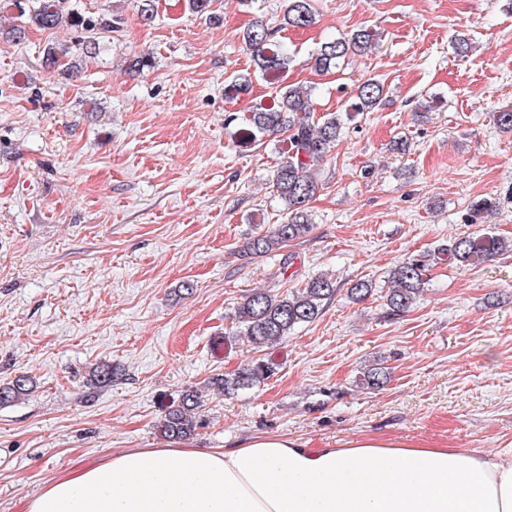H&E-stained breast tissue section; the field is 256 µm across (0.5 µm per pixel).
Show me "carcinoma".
<instances>
[{"mask_svg":"<svg viewBox=\"0 0 512 512\" xmlns=\"http://www.w3.org/2000/svg\"><path fill=\"white\" fill-rule=\"evenodd\" d=\"M3 9L16 13L18 23L9 28L0 27V37L13 43H21L27 28L54 29L60 26L91 31L95 27L119 28L120 18L100 20L96 23L76 11L71 0H4ZM315 23L311 0H288L283 25L306 28ZM375 31L360 27L352 33L326 41L312 55L313 67L327 72L351 53L366 51L375 40ZM243 48L249 53L263 80L271 88L272 102L260 106L240 117L231 113L225 123L236 124V133L243 144H254L277 134L284 133L283 160L271 175L272 186L284 209L288 211L285 224H274L264 233L250 239L247 248L255 254H265L280 245L305 237L312 229L305 206L319 188L317 166L336 146L345 127L344 119L354 112H371L383 100L385 86L375 78L358 84L350 111L345 114L329 112L314 119L312 89L284 85L283 71L288 67L290 56L285 45L271 40L269 28L261 21L255 22L242 35ZM92 49V43L75 40L67 44H49L44 48V58L54 66L66 57H77ZM252 90V79L247 75L236 76L225 86L226 97L234 99ZM501 201L484 197L473 202L465 221L480 224L487 216L500 210ZM512 252V238L492 234H473L455 240L448 248V258L459 266H470L491 261ZM386 305L393 316L408 312L417 301L426 284L422 261L408 259L389 271L385 280ZM376 284L360 279L349 288L350 298L362 302L372 295ZM336 295V282L327 276H315L305 286L282 295L266 291H254L235 311L237 328L256 348H264L280 342L295 328L314 322L321 314L325 302ZM274 367L254 359L242 364L233 374L211 377L210 386L225 395L251 389L270 378ZM120 368L109 363L91 367L86 377L90 389L111 386L121 379ZM389 379L387 368L379 363L363 371L359 383L365 389L382 388ZM32 389L31 378L19 374L0 385V406L25 398ZM201 407L200 396L194 389H187L180 401L168 406L157 425L161 436L169 440H188L199 427L197 410Z\"/></svg>","mask_w":512,"mask_h":512,"instance_id":"carcinoma-1","label":"carcinoma"}]
</instances>
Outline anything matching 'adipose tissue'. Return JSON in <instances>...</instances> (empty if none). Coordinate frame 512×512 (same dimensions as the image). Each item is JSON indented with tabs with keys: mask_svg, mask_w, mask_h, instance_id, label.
I'll return each mask as SVG.
<instances>
[{
	"mask_svg": "<svg viewBox=\"0 0 512 512\" xmlns=\"http://www.w3.org/2000/svg\"><path fill=\"white\" fill-rule=\"evenodd\" d=\"M26 512H512V457L351 438L252 437L117 452L56 479Z\"/></svg>",
	"mask_w": 512,
	"mask_h": 512,
	"instance_id": "ef3b65f1",
	"label": "adipose tissue"
}]
</instances>
